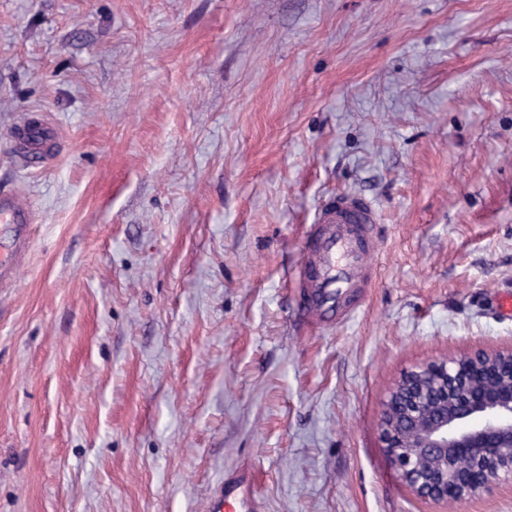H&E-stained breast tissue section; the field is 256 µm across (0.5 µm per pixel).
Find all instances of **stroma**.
<instances>
[{
  "label": "stroma",
  "instance_id": "35a3bbf8",
  "mask_svg": "<svg viewBox=\"0 0 512 512\" xmlns=\"http://www.w3.org/2000/svg\"><path fill=\"white\" fill-rule=\"evenodd\" d=\"M0 151L37 207L0 288V512L448 509L384 448L401 374L512 345V0H0ZM378 209L377 277L303 331L319 205ZM15 155L48 161L56 150L58 134L43 120L26 118L8 133ZM260 508L251 470L238 468L224 477L215 495L212 512H257Z\"/></svg>",
  "mask_w": 512,
  "mask_h": 512
}]
</instances>
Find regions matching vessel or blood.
Listing matches in <instances>:
<instances>
[{
	"label": "vessel or blood",
	"mask_w": 512,
	"mask_h": 512,
	"mask_svg": "<svg viewBox=\"0 0 512 512\" xmlns=\"http://www.w3.org/2000/svg\"><path fill=\"white\" fill-rule=\"evenodd\" d=\"M21 158L50 160L58 134L43 120L25 119L8 134ZM36 207L18 187L0 185V288L9 286L31 245ZM378 213L367 200L350 193L322 204L310 228L296 270L300 312L309 326L345 321L357 311L362 291L376 278ZM258 496L249 468L225 476L212 512H258Z\"/></svg>",
	"instance_id": "b4317fda"
}]
</instances>
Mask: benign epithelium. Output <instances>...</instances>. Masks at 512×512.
<instances>
[{
  "label": "benign epithelium",
  "instance_id": "obj_1",
  "mask_svg": "<svg viewBox=\"0 0 512 512\" xmlns=\"http://www.w3.org/2000/svg\"><path fill=\"white\" fill-rule=\"evenodd\" d=\"M512 349L431 361L395 384L381 416L388 456L418 498L476 499L512 485ZM466 459L454 469L449 462Z\"/></svg>",
  "mask_w": 512,
  "mask_h": 512
}]
</instances>
